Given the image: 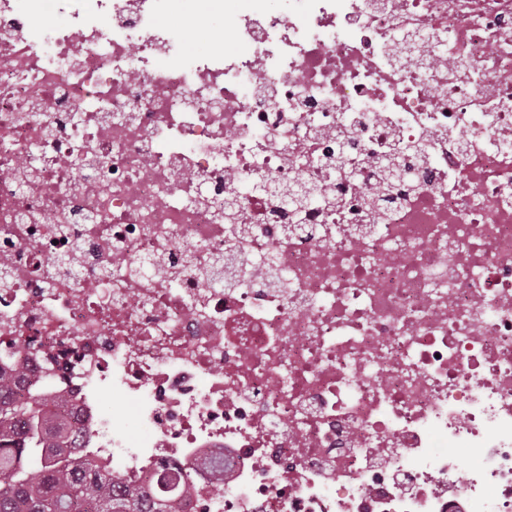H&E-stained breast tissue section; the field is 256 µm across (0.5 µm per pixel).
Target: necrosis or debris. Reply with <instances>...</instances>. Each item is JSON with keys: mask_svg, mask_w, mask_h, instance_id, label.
Instances as JSON below:
<instances>
[{"mask_svg": "<svg viewBox=\"0 0 512 512\" xmlns=\"http://www.w3.org/2000/svg\"><path fill=\"white\" fill-rule=\"evenodd\" d=\"M284 3L0 0V368L175 512H512V0ZM281 0H170L168 12L160 19L165 28L179 29L189 15L210 13L230 17L258 7L278 9Z\"/></svg>", "mask_w": 512, "mask_h": 512, "instance_id": "necrosis-or-debris-1", "label": "necrosis or debris"}]
</instances>
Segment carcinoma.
Returning <instances> with one entry per match:
<instances>
[{
    "instance_id": "carcinoma-1",
    "label": "carcinoma",
    "mask_w": 512,
    "mask_h": 512,
    "mask_svg": "<svg viewBox=\"0 0 512 512\" xmlns=\"http://www.w3.org/2000/svg\"><path fill=\"white\" fill-rule=\"evenodd\" d=\"M293 210L318 202L316 190L286 194ZM16 376L0 372V512H171V480L157 494L113 490L112 478L87 461L66 458L67 424L41 394L12 399Z\"/></svg>"
}]
</instances>
